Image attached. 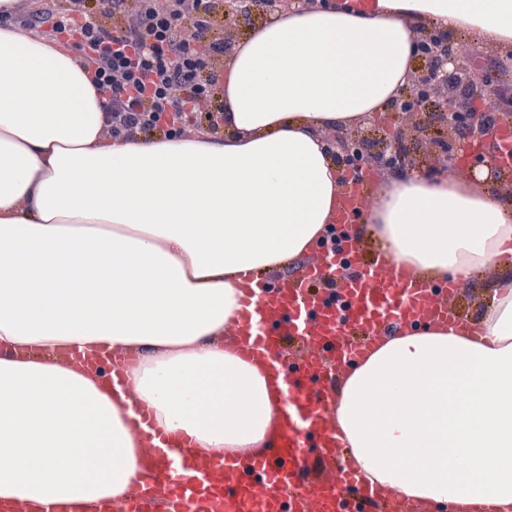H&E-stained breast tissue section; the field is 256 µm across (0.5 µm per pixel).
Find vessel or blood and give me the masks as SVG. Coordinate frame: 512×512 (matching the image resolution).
Masks as SVG:
<instances>
[{"mask_svg":"<svg viewBox=\"0 0 512 512\" xmlns=\"http://www.w3.org/2000/svg\"><path fill=\"white\" fill-rule=\"evenodd\" d=\"M376 187L373 177L352 180L346 187L337 224L356 221L364 201ZM359 247H350L347 263L361 270L359 278L338 280V267L315 262L284 282L276 296L245 306L225 341L239 356L260 353L272 378L288 337H295L293 372L281 408L287 422L264 455L244 449L224 462L192 456L182 437L154 444L143 438V452L152 463L151 476L132 487L114 512H416L406 501L380 494L368 484L336 436L332 389L346 363L359 359L370 340L404 321H457L453 308L456 286L422 282L386 257L365 265ZM337 280L335 297L311 282ZM316 437L318 454L306 446Z\"/></svg>","mask_w":512,"mask_h":512,"instance_id":"obj_1","label":"vessel or blood"}]
</instances>
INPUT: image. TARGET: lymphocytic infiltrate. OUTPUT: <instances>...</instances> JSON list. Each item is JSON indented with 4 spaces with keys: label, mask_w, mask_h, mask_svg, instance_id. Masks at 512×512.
I'll return each mask as SVG.
<instances>
[{
    "label": "lymphocytic infiltrate",
    "mask_w": 512,
    "mask_h": 512,
    "mask_svg": "<svg viewBox=\"0 0 512 512\" xmlns=\"http://www.w3.org/2000/svg\"><path fill=\"white\" fill-rule=\"evenodd\" d=\"M224 0H73L56 15L50 36L72 41L107 92L112 136L159 138L183 130L219 134L224 108L221 64L227 45L214 32ZM120 26H112V18Z\"/></svg>",
    "instance_id": "obj_1"
}]
</instances>
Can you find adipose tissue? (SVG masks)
<instances>
[{
	"label": "adipose tissue",
	"instance_id": "1",
	"mask_svg": "<svg viewBox=\"0 0 512 512\" xmlns=\"http://www.w3.org/2000/svg\"><path fill=\"white\" fill-rule=\"evenodd\" d=\"M426 28L506 53L512 0H293L232 38L222 136L125 141L72 51L0 25V503L120 502L144 477L135 402L203 452L276 437L279 392L224 332L250 277L287 280L337 235L326 134L392 111ZM379 185L349 234L491 300L479 332L400 324L347 364L337 429L371 483L426 512H512V192L487 159ZM63 348L131 355L129 391Z\"/></svg>",
	"mask_w": 512,
	"mask_h": 512
}]
</instances>
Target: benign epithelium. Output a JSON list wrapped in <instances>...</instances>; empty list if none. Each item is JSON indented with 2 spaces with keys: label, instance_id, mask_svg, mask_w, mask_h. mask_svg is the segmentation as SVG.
<instances>
[{
  "label": "benign epithelium",
  "instance_id": "benign-epithelium-1",
  "mask_svg": "<svg viewBox=\"0 0 512 512\" xmlns=\"http://www.w3.org/2000/svg\"><path fill=\"white\" fill-rule=\"evenodd\" d=\"M489 58H461L451 52L447 41L430 43L428 56L422 60L411 85L416 96H405L395 107L399 125L382 139V149L371 158L364 149V139L354 136L346 150L356 166L376 170L417 168L425 159L442 170L457 166L459 151H447L426 139L425 132L434 119H439L448 140L453 142L465 134L470 143L487 140L498 128L512 121L511 113L494 116L489 113L501 89L489 82ZM451 65L447 70L445 65Z\"/></svg>",
  "mask_w": 512,
  "mask_h": 512
}]
</instances>
